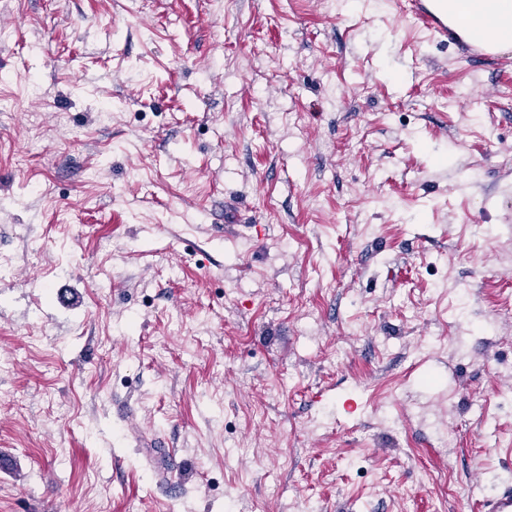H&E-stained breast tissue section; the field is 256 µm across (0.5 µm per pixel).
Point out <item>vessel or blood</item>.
Returning a JSON list of instances; mask_svg holds the SVG:
<instances>
[{
  "label": "vessel or blood",
  "mask_w": 512,
  "mask_h": 512,
  "mask_svg": "<svg viewBox=\"0 0 512 512\" xmlns=\"http://www.w3.org/2000/svg\"><path fill=\"white\" fill-rule=\"evenodd\" d=\"M403 15L412 17L441 42L451 43L471 60L498 57L496 44L486 37L470 33L459 12L448 9V0H402ZM478 512H512V487L502 486L477 503Z\"/></svg>",
  "instance_id": "obj_1"
}]
</instances>
